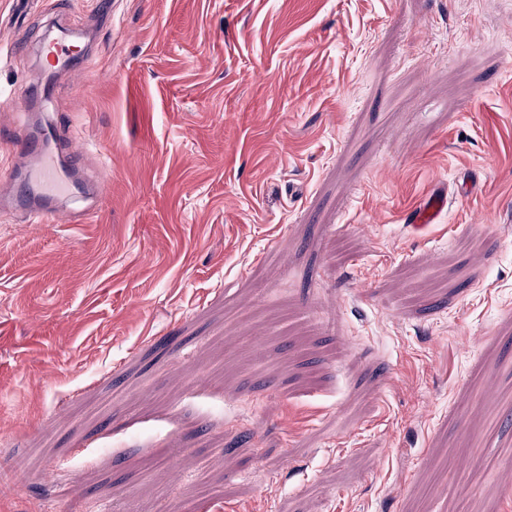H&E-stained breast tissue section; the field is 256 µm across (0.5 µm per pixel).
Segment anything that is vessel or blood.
Wrapping results in <instances>:
<instances>
[{"label":"vessel or blood","mask_w":512,"mask_h":512,"mask_svg":"<svg viewBox=\"0 0 512 512\" xmlns=\"http://www.w3.org/2000/svg\"><path fill=\"white\" fill-rule=\"evenodd\" d=\"M40 58L54 61L74 58L81 49L67 33L43 37L37 47ZM37 92L29 85L19 96L21 109L18 133L20 150L26 158L25 167L10 175L11 183L20 187L16 197L19 208L34 224H54L59 218L63 200L83 196L87 192L77 166L75 149H62L63 124L48 114H30L29 103ZM448 206V194L438 188L425 197L407 214L412 230L420 231L436 223Z\"/></svg>","instance_id":"1"}]
</instances>
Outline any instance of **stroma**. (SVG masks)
<instances>
[{"label": "stroma", "mask_w": 512, "mask_h": 512, "mask_svg": "<svg viewBox=\"0 0 512 512\" xmlns=\"http://www.w3.org/2000/svg\"><path fill=\"white\" fill-rule=\"evenodd\" d=\"M55 23L105 194L0 181V512H512V0H0V168ZM41 59H51L58 63L60 58L72 59L80 54L81 49L72 40L66 32H60L56 37H43L37 47ZM446 208L448 194L443 188L438 187L408 212L406 220L413 231H421L428 224L436 223Z\"/></svg>", "instance_id": "stroma-1"}]
</instances>
